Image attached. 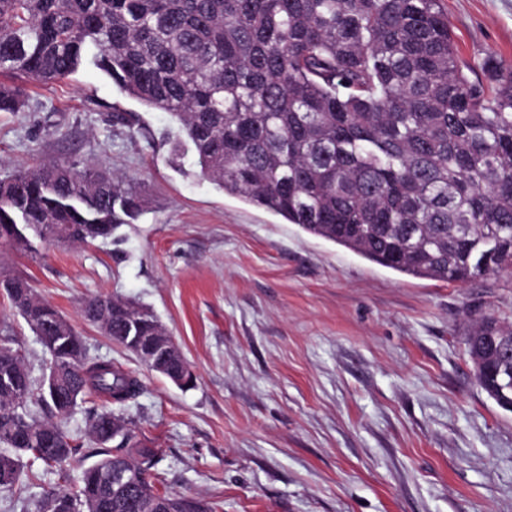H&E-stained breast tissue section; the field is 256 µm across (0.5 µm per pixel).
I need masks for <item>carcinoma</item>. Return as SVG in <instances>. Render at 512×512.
I'll return each mask as SVG.
<instances>
[{"label": "carcinoma", "mask_w": 512, "mask_h": 512, "mask_svg": "<svg viewBox=\"0 0 512 512\" xmlns=\"http://www.w3.org/2000/svg\"><path fill=\"white\" fill-rule=\"evenodd\" d=\"M140 104L180 129L173 150L224 193L390 270L467 284L512 270V68L489 89L457 61L439 0H0V75L62 82L88 51ZM24 89L0 81V112ZM125 177L93 163L50 161L0 176V241L31 249L28 233L60 244L107 239L140 214ZM0 293L51 357L39 379L12 330L0 331V487L23 456L70 464L80 444L68 418L101 401L87 434L102 458L76 495L48 492L43 512H213L204 500L160 492L152 451L114 409L141 380L89 353L60 311L28 281L0 273ZM85 319L129 352L127 336H166L153 312L95 297ZM465 345L478 386L512 411V324L488 314ZM122 430L119 444L111 426ZM130 476L128 491L105 475Z\"/></svg>", "instance_id": "cac0c4a2"}]
</instances>
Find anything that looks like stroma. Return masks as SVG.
<instances>
[{
	"label": "stroma",
	"mask_w": 512,
	"mask_h": 512,
	"mask_svg": "<svg viewBox=\"0 0 512 512\" xmlns=\"http://www.w3.org/2000/svg\"><path fill=\"white\" fill-rule=\"evenodd\" d=\"M472 82L512 65V0H440ZM0 112V175L48 161L126 176L137 221L108 239L32 251L0 242L18 275L83 336L91 355L142 381L121 415L154 448L161 489L217 512H512V413L477 386L470 320L512 321V276L466 285L417 279L308 235L225 194L177 153L169 115L119 90L92 61L69 79L26 85ZM149 308L195 371L182 390L84 319L90 298ZM33 377L36 334L0 295ZM66 476L24 467L0 512H37Z\"/></svg>",
	"instance_id": "stroma-1"
}]
</instances>
